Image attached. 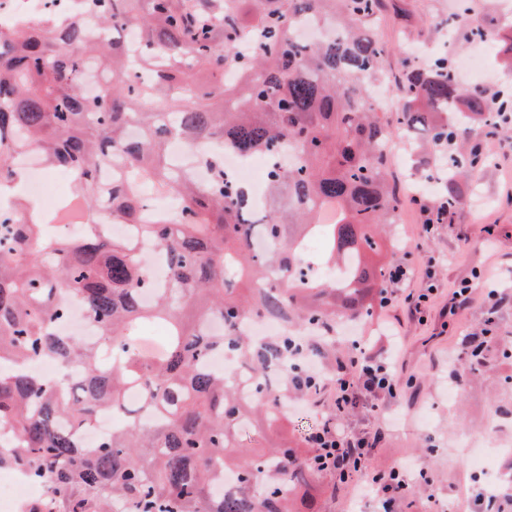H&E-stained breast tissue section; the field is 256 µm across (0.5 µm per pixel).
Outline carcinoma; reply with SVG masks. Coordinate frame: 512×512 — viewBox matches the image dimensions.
Masks as SVG:
<instances>
[{"label": "carcinoma", "mask_w": 512, "mask_h": 512, "mask_svg": "<svg viewBox=\"0 0 512 512\" xmlns=\"http://www.w3.org/2000/svg\"><path fill=\"white\" fill-rule=\"evenodd\" d=\"M384 0H74L43 21L0 25V189L26 178L30 151L72 173L79 210L129 233L88 224L76 239L49 236L36 207L0 209V467L47 488L30 512H315L298 486L320 475L307 440L252 453L257 416L283 429V404L332 382L342 319L366 322L391 278L383 263L401 192L381 144L391 125L365 98L386 48L372 33ZM308 19L322 42L294 36ZM202 67L215 81L201 83ZM398 126L434 164L441 189L427 219L461 200L479 171V146L456 151L468 122L491 135L512 118V85H458L446 53L403 62ZM273 159L264 213L227 177L224 154ZM205 177H198V167ZM175 197L150 213L143 186ZM261 235L265 249L253 248ZM323 275L302 272L311 235ZM163 256L166 284L149 274L140 241ZM79 300L102 344L54 333ZM279 318L317 331L267 341L243 325ZM167 324L161 352L139 348L145 326ZM229 349L243 379L208 368ZM52 358L80 376L27 368ZM133 421L95 447L78 430L126 392ZM232 475L234 491H224Z\"/></svg>", "instance_id": "carcinoma-1"}]
</instances>
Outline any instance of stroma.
I'll list each match as a JSON object with an SVG mask.
<instances>
[{
  "instance_id": "obj_1",
  "label": "stroma",
  "mask_w": 512,
  "mask_h": 512,
  "mask_svg": "<svg viewBox=\"0 0 512 512\" xmlns=\"http://www.w3.org/2000/svg\"><path fill=\"white\" fill-rule=\"evenodd\" d=\"M447 16L448 0H388L375 31L389 49L385 70L396 74L401 38L435 39L433 22ZM469 139L483 146L489 164L474 183L463 184L462 204L447 223L427 233L423 210L431 203V193L403 197L396 224L402 242L387 250L388 263L410 269L415 288L426 287L423 265L428 257L436 258L438 292L424 320L412 319L396 303L378 307L356 338L376 351L393 341L398 344L396 367L405 384L378 412L371 410L367 398H360L345 421L355 432L385 429V439L373 454L377 465L405 461L427 471L424 495L408 512H432L461 494L468 500L467 512H477L476 498L485 491L486 478L471 471L461 436L487 433L495 408L512 404V384L506 382L512 377V361L494 357L476 372L463 363L448 364L466 334L488 347L512 343V133L488 137L475 125ZM464 282L473 283L475 302L453 309L452 291ZM492 290L503 296V303L489 302ZM323 418L319 403L299 402L288 414L287 428L265 432L262 439L307 436ZM315 488L319 512H376L373 501L360 500L330 478H319Z\"/></svg>"
}]
</instances>
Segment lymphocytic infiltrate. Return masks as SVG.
<instances>
[{"mask_svg": "<svg viewBox=\"0 0 512 512\" xmlns=\"http://www.w3.org/2000/svg\"><path fill=\"white\" fill-rule=\"evenodd\" d=\"M397 386L391 357L373 356L360 341H353L351 355L337 364L325 420L308 438L311 461L318 470L337 483L379 501L384 512H392L402 502H416L422 480L413 467L404 463L374 467L373 450L382 441V433L377 430L352 433L346 428L344 418L359 395L376 399L393 397Z\"/></svg>", "mask_w": 512, "mask_h": 512, "instance_id": "f902f5d3", "label": "lymphocytic infiltrate"}]
</instances>
